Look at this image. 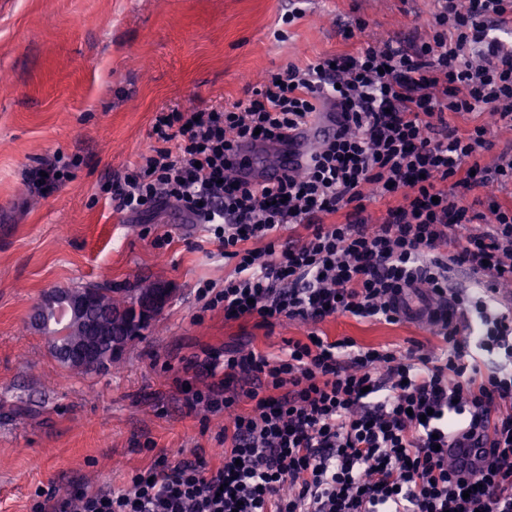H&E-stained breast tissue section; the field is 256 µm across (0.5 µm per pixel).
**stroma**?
Returning a JSON list of instances; mask_svg holds the SVG:
<instances>
[{
  "label": "stroma",
  "instance_id": "35a3bbf8",
  "mask_svg": "<svg viewBox=\"0 0 512 512\" xmlns=\"http://www.w3.org/2000/svg\"><path fill=\"white\" fill-rule=\"evenodd\" d=\"M432 0H0V512H30L36 487H127L156 450L171 462L219 455L224 418L189 407L185 385L211 382L208 355L231 345L278 352L301 321L272 328L203 310L200 281L235 263L211 255L169 203L135 219L100 186L155 146L157 113L231 104L288 65L355 53L343 28L368 20L371 39H417ZM301 15L285 23L293 10ZM78 156L72 180L43 194L33 170ZM168 236L169 243L156 240ZM109 283L170 290L155 328L117 366L64 368L31 323L57 287ZM330 339L395 347L432 341L425 322L338 316Z\"/></svg>",
  "mask_w": 512,
  "mask_h": 512
}]
</instances>
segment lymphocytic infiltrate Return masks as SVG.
Returning <instances> with one entry per match:
<instances>
[{"label": "lymphocytic infiltrate", "mask_w": 512, "mask_h": 512, "mask_svg": "<svg viewBox=\"0 0 512 512\" xmlns=\"http://www.w3.org/2000/svg\"><path fill=\"white\" fill-rule=\"evenodd\" d=\"M433 2L426 38L288 66L228 106L157 113V146L101 187L113 209L138 218L173 201L205 225L235 267L197 288L203 310L314 330L275 356L229 348L205 363L213 383L187 402L228 416L222 457L174 464L159 452L124 489L36 488L32 512H512V310L492 308L512 285V199L483 211L464 202L512 184V154L481 165L486 128L449 121L488 109L512 124V41L501 36L512 0ZM321 102L345 125L307 168L273 184L237 175L240 143L278 142ZM370 188L395 201L379 224L364 204ZM337 213L343 221L324 223ZM457 267L479 275L480 291H449ZM415 298L439 327L436 355L318 328L336 315L396 324ZM472 316L471 346L457 320ZM477 350L506 362L481 368ZM489 418L485 466L457 476L448 443Z\"/></svg>", "instance_id": "lymphocytic-infiltrate-1"}]
</instances>
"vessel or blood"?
<instances>
[{
    "instance_id": "obj_1",
    "label": "vessel or blood",
    "mask_w": 512,
    "mask_h": 512,
    "mask_svg": "<svg viewBox=\"0 0 512 512\" xmlns=\"http://www.w3.org/2000/svg\"><path fill=\"white\" fill-rule=\"evenodd\" d=\"M339 119V112L329 105L308 127L290 132L288 142L280 147L279 162L273 168L263 166L259 146H241L238 151L240 172L258 181L273 183L283 172L305 167L317 146L335 135ZM485 454L482 448H452L448 451V460L461 472L475 467Z\"/></svg>"
}]
</instances>
